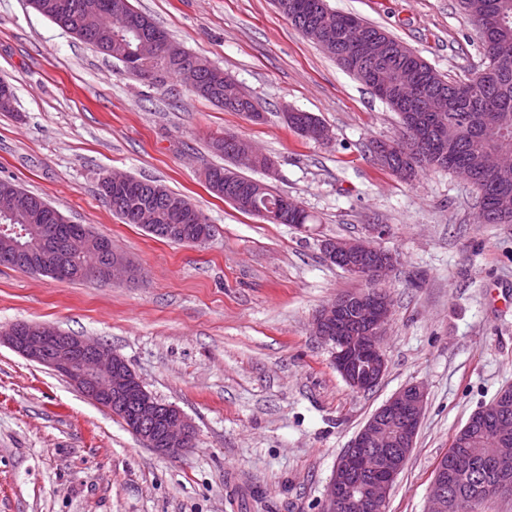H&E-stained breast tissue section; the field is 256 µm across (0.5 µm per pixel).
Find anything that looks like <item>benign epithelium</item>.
I'll use <instances>...</instances> for the list:
<instances>
[{
	"instance_id": "7a95c632",
	"label": "benign epithelium",
	"mask_w": 512,
	"mask_h": 512,
	"mask_svg": "<svg viewBox=\"0 0 512 512\" xmlns=\"http://www.w3.org/2000/svg\"><path fill=\"white\" fill-rule=\"evenodd\" d=\"M317 44L336 58H352L371 84H375L374 64L389 53V44L379 38L359 36L345 53L340 51L337 39L326 37L317 40ZM132 54L148 67L151 80L169 65L181 62L183 48L173 42L162 44L142 32ZM415 78L416 71L409 69L399 80L376 84V91L383 96L395 95ZM257 158V151L243 140L234 164L254 167ZM24 228V224L0 227V239L8 244L5 252L16 246L17 237L25 235ZM58 230L57 242L39 250V261L54 270V276L66 279L71 268L63 258L61 245L73 236L66 225L58 226ZM321 247L329 262L343 263L352 273L373 284L383 280L397 264L395 254L377 247L372 240L329 238ZM98 254L101 263L94 273L101 279L116 282L135 277L133 265L108 247H101ZM391 311L386 291L372 287L333 299L319 309L312 321L315 335L332 346L337 371L357 392L374 388L386 372L381 338ZM0 341L23 357L62 374L92 401L129 408L137 420V437L159 454L177 459L193 446L196 430L191 419L177 406L159 402L126 360L107 345L28 322L0 336ZM425 405L424 387L410 384L372 414L338 459L322 512H386L393 485L406 465L409 448L413 447ZM511 407L512 386H508L488 407L474 413L460 431L461 437L468 438L489 413L500 421L496 447L500 448L502 469L497 481L487 489L493 496L512 493ZM426 512H471L470 502L452 492V472L446 461L436 465Z\"/></svg>"
}]
</instances>
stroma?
<instances>
[{
	"label": "stroma",
	"mask_w": 512,
	"mask_h": 512,
	"mask_svg": "<svg viewBox=\"0 0 512 512\" xmlns=\"http://www.w3.org/2000/svg\"><path fill=\"white\" fill-rule=\"evenodd\" d=\"M379 26L463 82L485 67L459 0H327ZM171 40L224 70L263 113L253 121L161 90L64 32L29 0H0V178L14 180L112 242L135 280H55L0 265V333L41 323L99 340L160 402L196 427L181 458L143 444L63 376L0 343V512H320L336 462L404 386L427 402L387 512H426L437 462L470 416L512 385V224H483L475 187L429 170L405 183L381 169L374 139L399 117L298 32L273 0H133ZM315 115L306 139L284 114ZM233 132L277 163L274 187L315 221L269 224L211 194L201 174ZM120 171L185 195L210 239L175 244L125 224L100 195ZM398 265L387 370L353 391L314 333L316 312L365 289L328 262V238H366Z\"/></svg>",
	"instance_id": "1"
}]
</instances>
